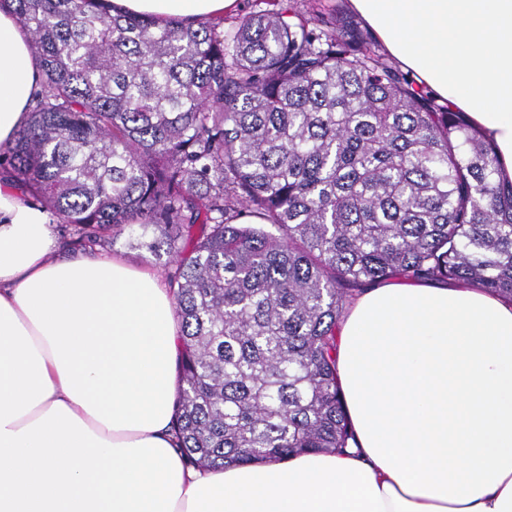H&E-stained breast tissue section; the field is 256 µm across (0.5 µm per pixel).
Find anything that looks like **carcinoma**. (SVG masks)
Wrapping results in <instances>:
<instances>
[{"label":"carcinoma","instance_id":"carcinoma-1","mask_svg":"<svg viewBox=\"0 0 512 512\" xmlns=\"http://www.w3.org/2000/svg\"><path fill=\"white\" fill-rule=\"evenodd\" d=\"M11 4L40 79L0 178L74 246L166 248L188 465L345 452L336 328L365 287L512 299L494 148L349 18L266 0L226 37L109 0Z\"/></svg>","mask_w":512,"mask_h":512}]
</instances>
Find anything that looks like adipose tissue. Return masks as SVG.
<instances>
[{"instance_id":"ef3b65f1","label":"adipose tissue","mask_w":512,"mask_h":512,"mask_svg":"<svg viewBox=\"0 0 512 512\" xmlns=\"http://www.w3.org/2000/svg\"><path fill=\"white\" fill-rule=\"evenodd\" d=\"M195 23L238 0H114ZM512 180V0H349ZM39 79L0 6V143ZM48 217L0 188V512H512V300L381 282L338 328L346 453L200 470L173 443L178 323L152 272L54 260Z\"/></svg>"}]
</instances>
